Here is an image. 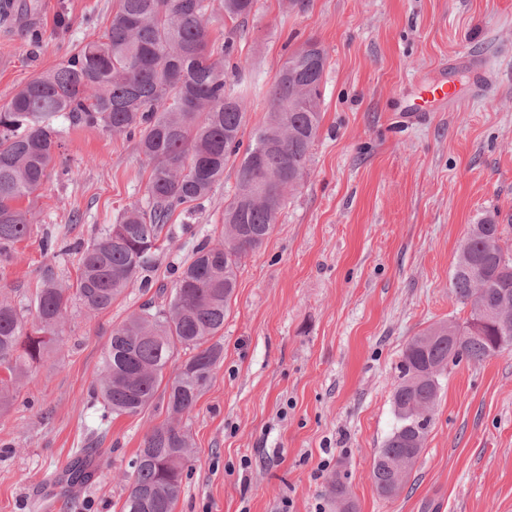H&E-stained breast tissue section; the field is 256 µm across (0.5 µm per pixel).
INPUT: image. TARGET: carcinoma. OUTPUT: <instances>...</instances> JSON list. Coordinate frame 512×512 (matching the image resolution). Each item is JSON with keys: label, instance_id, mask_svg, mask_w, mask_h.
I'll return each mask as SVG.
<instances>
[{"label": "carcinoma", "instance_id": "cac0c4a2", "mask_svg": "<svg viewBox=\"0 0 512 512\" xmlns=\"http://www.w3.org/2000/svg\"><path fill=\"white\" fill-rule=\"evenodd\" d=\"M256 0H113L106 31L59 65L36 75L0 106V252L27 239L29 201L43 184L60 147L58 125L102 128L136 140L152 163L145 206L131 204L116 223L102 228L79 251L73 285L53 274L36 289L29 313L0 300V412L11 407L33 364L57 342L72 304L90 313L112 307L128 289L152 297L112 327L102 369L91 399L103 413L139 415L157 398L168 420L144 438L130 463L128 495L121 512H175L184 469L193 453L181 424L223 359L220 339L242 258L271 234L288 196L303 180L321 123V85L327 53L316 40L311 50L294 51L270 91L265 121L243 141V99L227 87L224 59L234 41L210 44L209 24L246 20ZM236 169V187L224 207V230L217 243L198 244L183 264L171 269L172 287L155 285L149 272L166 226L178 208L205 199ZM280 173L275 208L251 200L256 186ZM502 232L492 217L469 226L451 278L454 298L471 307L494 301L512 289L504 273ZM414 337L402 353L392 392L394 424L376 449L371 479L379 494L396 481L397 461L419 454L431 430L413 419L417 406L435 401L439 377L428 370L462 352L480 362L496 354L497 328L471 332L457 326V339L435 324ZM172 373H167L169 366ZM93 454L69 461L55 482L67 488L86 484L94 474Z\"/></svg>", "mask_w": 512, "mask_h": 512}]
</instances>
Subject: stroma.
<instances>
[{"mask_svg": "<svg viewBox=\"0 0 512 512\" xmlns=\"http://www.w3.org/2000/svg\"><path fill=\"white\" fill-rule=\"evenodd\" d=\"M0 25V105L40 71L102 33L112 0H12ZM233 37L226 80L261 123L289 54L314 39L328 64L323 119L302 185L270 236L242 261L224 321V357L184 424L193 442L176 512H336L334 480L356 512H512V351L448 364L431 431L400 495L375 489L373 455L393 426L392 391L406 345L434 323H465L450 275L470 224L512 227V0H256ZM482 57L494 76L471 91L451 68ZM447 76L453 109L398 121L417 85ZM56 164L30 203L32 232L0 257V296L28 306L46 269L74 283L72 244L89 242L125 207L147 201L150 166L135 141L65 128ZM235 171L195 213H175L153 273L217 239ZM53 235L59 248L43 253ZM145 297L68 313L59 342L0 413V512H70L50 479L72 453L96 449L95 476L76 490L91 512H120L126 475L166 408L103 418L89 406L113 325Z\"/></svg>", "mask_w": 512, "mask_h": 512, "instance_id": "35a3bbf8", "label": "stroma"}]
</instances>
